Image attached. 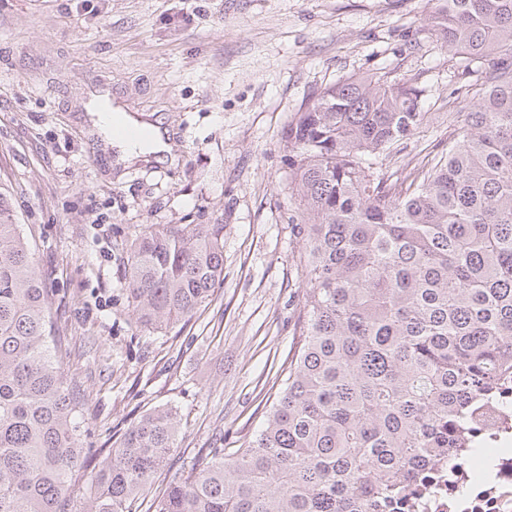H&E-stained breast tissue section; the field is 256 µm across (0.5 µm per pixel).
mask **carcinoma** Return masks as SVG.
Segmentation results:
<instances>
[{
  "instance_id": "cac0c4a2",
  "label": "carcinoma",
  "mask_w": 512,
  "mask_h": 512,
  "mask_svg": "<svg viewBox=\"0 0 512 512\" xmlns=\"http://www.w3.org/2000/svg\"><path fill=\"white\" fill-rule=\"evenodd\" d=\"M428 30L470 63L474 101L448 150L404 177L387 161L429 121L395 71L343 76L283 133L303 308L261 430L209 448L155 512H395L408 474L482 447L471 410L512 377V0H431ZM0 181V512H59L85 462L53 351L46 288ZM224 278V225L144 224L130 245L137 323L190 321ZM178 414L132 422L87 512H133L177 447Z\"/></svg>"
}]
</instances>
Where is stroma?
<instances>
[{"mask_svg":"<svg viewBox=\"0 0 512 512\" xmlns=\"http://www.w3.org/2000/svg\"><path fill=\"white\" fill-rule=\"evenodd\" d=\"M428 0H0V181L67 336L61 367L87 462L62 512H84L116 436L145 411L178 413V447L147 500L199 450L258 433V405L296 341L303 306L280 146L294 112L338 78L418 77L431 116L393 158L446 147L474 78L427 30ZM110 92L171 129L178 159L115 157L91 120ZM144 224H220L224 279L186 325L141 327L127 297Z\"/></svg>","mask_w":512,"mask_h":512,"instance_id":"1","label":"stroma"}]
</instances>
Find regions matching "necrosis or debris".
<instances>
[{
    "instance_id": "1",
    "label": "necrosis or debris",
    "mask_w": 512,
    "mask_h": 512,
    "mask_svg": "<svg viewBox=\"0 0 512 512\" xmlns=\"http://www.w3.org/2000/svg\"><path fill=\"white\" fill-rule=\"evenodd\" d=\"M472 420L490 455L460 448L450 464L433 465L428 480L413 488L407 512H512V382Z\"/></svg>"
}]
</instances>
